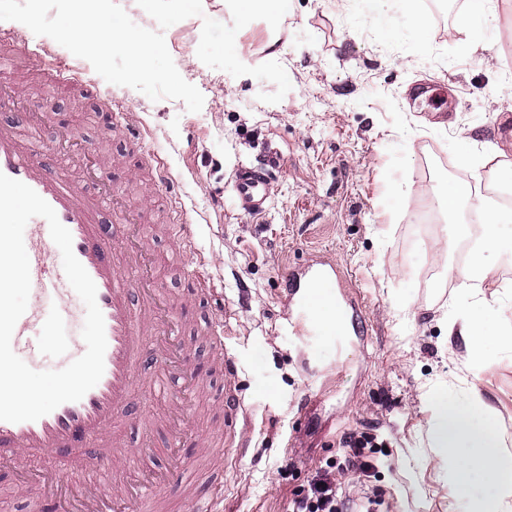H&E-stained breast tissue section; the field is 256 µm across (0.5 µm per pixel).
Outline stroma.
I'll return each instance as SVG.
<instances>
[{"instance_id": "35a3bbf8", "label": "stroma", "mask_w": 512, "mask_h": 512, "mask_svg": "<svg viewBox=\"0 0 512 512\" xmlns=\"http://www.w3.org/2000/svg\"><path fill=\"white\" fill-rule=\"evenodd\" d=\"M225 3L202 0V16L164 32L179 73L204 96L200 112L99 81L144 136L134 152L95 98L49 88L33 99L47 112L40 141L51 144L65 128L78 146H103L110 161L96 178L121 188L134 208L147 197L169 204L142 174L149 156L177 177L196 244L230 303L228 345L251 418L246 454L226 471L223 512H290L324 473L339 495H380L378 512H468V498L435 478L425 403L433 389L460 403L479 390L512 451V346L497 337L512 330V257H486L500 306L483 325L481 361L471 363L445 320L483 305L482 293L463 288L457 260L479 227L466 205L453 227L417 223L416 209L438 191L426 163L445 161L444 185L488 192L489 173L471 165L478 150L495 165L512 164V144L497 134L498 123L512 119V43L467 51L475 37L468 10L442 28L426 0L416 5L423 36L398 41L355 10L337 9L336 0H294L278 28L283 53L268 48L262 22L241 34L253 46L244 64L275 59L290 79L284 98L268 104L258 95L274 92L273 83L231 76L197 57L203 18L231 24ZM260 165L270 172V200L255 216L234 205L231 184L242 167ZM178 233L177 225L157 223L148 238L163 288L186 302L180 317L191 367L217 392L224 380L213 377L201 338L212 312L196 297L193 258L181 252ZM316 260L339 271V293L363 304L369 332L345 369L324 363L311 380L281 329L279 297L288 270ZM352 433L377 441L365 451L371 467L363 473L334 467Z\"/></svg>"}]
</instances>
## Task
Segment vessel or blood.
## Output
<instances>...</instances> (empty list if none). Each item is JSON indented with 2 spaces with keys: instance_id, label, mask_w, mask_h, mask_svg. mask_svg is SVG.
I'll list each match as a JSON object with an SVG mask.
<instances>
[{
  "instance_id": "obj_1",
  "label": "vessel or blood",
  "mask_w": 512,
  "mask_h": 512,
  "mask_svg": "<svg viewBox=\"0 0 512 512\" xmlns=\"http://www.w3.org/2000/svg\"><path fill=\"white\" fill-rule=\"evenodd\" d=\"M29 46L32 54L55 57L59 65L54 84L84 82L82 70L58 54L48 42L29 44L24 31L0 30V41ZM44 124L40 112L25 113L22 122L0 120V172L23 182L55 210L70 231L73 251L97 288V304L104 316L107 348L105 370L98 384L76 402L61 404L35 421H0V472L14 476L19 491L38 488L54 512H168L166 490L180 485L190 493L192 512H219L223 482L196 492L194 472L188 462L155 472L153 445L129 456L120 442L121 426L135 392L163 401L162 413L149 417L148 427L166 430L172 447H180L191 432L196 396L204 381L186 363L188 347L179 335V303L160 287L155 257L145 244L146 225L140 211L128 208L122 193L109 184L90 191L85 153H73L67 132H59L53 148L39 146L34 137ZM232 197L252 214H262L270 197L268 172L253 169L236 176ZM111 208V221H103V208ZM182 247L195 251V275L202 295L208 296L214 318L210 335L220 351L216 364L224 375V395L217 407L224 417L226 450L243 456L250 417L234 377V363L224 344V289L208 273L210 260L196 251L189 216H182ZM32 303L18 320L12 336L14 352L40 353L38 337L69 321L74 294L64 270L55 262L56 244L47 221L30 231ZM336 286V270L319 264L290 284L294 309L285 325L305 350L329 339L336 350L333 367L343 363L348 341L326 319L322 302ZM338 313L354 336L366 335L361 310L345 303ZM153 369L140 375L143 362ZM85 452L78 477L65 475L57 463L73 450Z\"/></svg>"
}]
</instances>
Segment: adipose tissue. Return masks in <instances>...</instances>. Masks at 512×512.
<instances>
[{
	"instance_id": "1",
	"label": "adipose tissue",
	"mask_w": 512,
	"mask_h": 512,
	"mask_svg": "<svg viewBox=\"0 0 512 512\" xmlns=\"http://www.w3.org/2000/svg\"><path fill=\"white\" fill-rule=\"evenodd\" d=\"M354 7L389 38H412L425 31L423 16L404 0H354ZM472 212L483 230L485 251L512 253V241L498 234L500 225L512 223V209L491 210L478 203ZM427 408L438 479L469 498L470 512H512V452L502 448L496 416L480 393L472 392L461 404L436 391L430 394Z\"/></svg>"
}]
</instances>
